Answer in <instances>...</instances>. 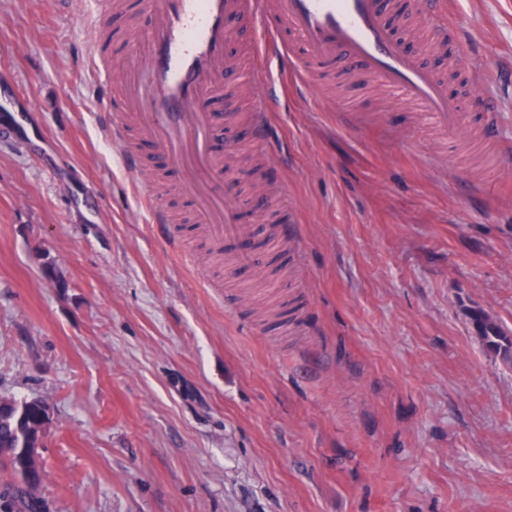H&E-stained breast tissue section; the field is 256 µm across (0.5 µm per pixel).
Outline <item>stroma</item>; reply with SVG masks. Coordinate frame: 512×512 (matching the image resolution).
<instances>
[{
  "label": "stroma",
  "instance_id": "35a3bbf8",
  "mask_svg": "<svg viewBox=\"0 0 512 512\" xmlns=\"http://www.w3.org/2000/svg\"><path fill=\"white\" fill-rule=\"evenodd\" d=\"M505 159L337 73L221 129L243 223L277 169L287 248L241 287L152 223L92 105L88 0H0V78L48 135L0 143V395L42 398L48 512H512V0H450ZM89 190L77 200L74 187ZM52 275H45V267ZM471 321L483 339L486 348L500 356L506 364L512 363V336L481 310H473Z\"/></svg>",
  "mask_w": 512,
  "mask_h": 512
}]
</instances>
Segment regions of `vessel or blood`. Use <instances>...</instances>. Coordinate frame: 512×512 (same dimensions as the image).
Returning a JSON list of instances; mask_svg holds the SVG:
<instances>
[{"label": "vessel or blood", "instance_id": "1", "mask_svg": "<svg viewBox=\"0 0 512 512\" xmlns=\"http://www.w3.org/2000/svg\"><path fill=\"white\" fill-rule=\"evenodd\" d=\"M92 4L100 30L125 14L123 0ZM394 9V0H136L134 13L127 14V64L121 75L112 72L110 46L94 45L87 67L102 89L97 105L109 116L115 141L126 146L132 137L137 142L136 148L126 146L127 165L136 170L151 165L175 175L191 206V221L207 226L213 241L224 247L226 278L257 263L255 254L233 246L250 228L240 221L235 187L225 181L224 163L211 147L222 115L201 107L205 101L223 102L238 79L240 63L227 52L228 19L262 35L251 52L250 76L263 100L245 127L248 139H268V114L278 100L279 86L265 59L279 58L290 70L299 51L309 72L331 76L363 70L376 77L426 111L453 151L462 149L461 134L469 129L479 131L484 148L499 151L489 127L495 101L464 111L447 82L405 50L388 22ZM405 10L416 15L413 30L430 54H442L448 25L430 18L447 13V0H406ZM27 121L14 94L0 89V139L23 134L28 146L42 150L43 131H27Z\"/></svg>", "mask_w": 512, "mask_h": 512}]
</instances>
